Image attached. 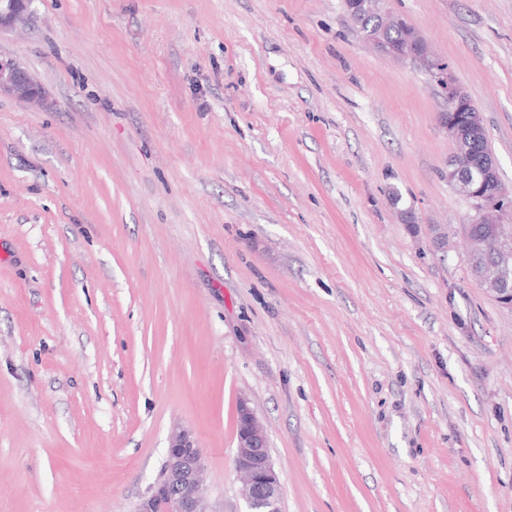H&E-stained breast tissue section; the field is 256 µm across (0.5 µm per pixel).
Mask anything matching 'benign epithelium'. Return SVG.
Segmentation results:
<instances>
[{
	"mask_svg": "<svg viewBox=\"0 0 512 512\" xmlns=\"http://www.w3.org/2000/svg\"><path fill=\"white\" fill-rule=\"evenodd\" d=\"M32 0H0V30L11 28L30 13ZM374 7L387 26H403L405 42L391 44L372 41L378 49L401 61L420 64L428 80L441 88L448 111L439 113V123L458 144L475 145L482 140L485 124L481 112L455 83L449 64L431 52L420 32L404 19L390 14L386 0H345V11L355 26L369 8ZM28 101H40L43 88L33 76L11 58L0 55V95ZM448 183L458 186L470 201L469 224H486L496 236L497 257L487 258L488 242L465 229L470 241L469 257L475 260L471 276L500 302L512 305V274L506 268L512 258V240L498 235L500 224L512 221V192L502 183L493 153L477 155L471 149L456 150L448 160ZM235 467L242 476L241 497L244 512H279L281 485L268 449V436L256 413L245 399L237 405ZM204 455L195 433L175 426L166 448L163 476L149 486L136 505L135 512H210L208 493L203 484Z\"/></svg>",
	"mask_w": 512,
	"mask_h": 512,
	"instance_id": "1",
	"label": "benign epithelium"
}]
</instances>
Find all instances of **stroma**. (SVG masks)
<instances>
[{
    "mask_svg": "<svg viewBox=\"0 0 512 512\" xmlns=\"http://www.w3.org/2000/svg\"><path fill=\"white\" fill-rule=\"evenodd\" d=\"M512 189V0H387ZM0 54V512H134L173 425L244 512H512V306L474 282L441 90L343 0H34ZM416 217L402 224V211ZM9 95L28 101H40L43 88L33 76L12 58L0 55V95ZM235 467L242 476L244 512H280L281 485L268 449V436L246 399L236 416Z\"/></svg>",
    "mask_w": 512,
    "mask_h": 512,
    "instance_id": "35a3bbf8",
    "label": "stroma"
}]
</instances>
